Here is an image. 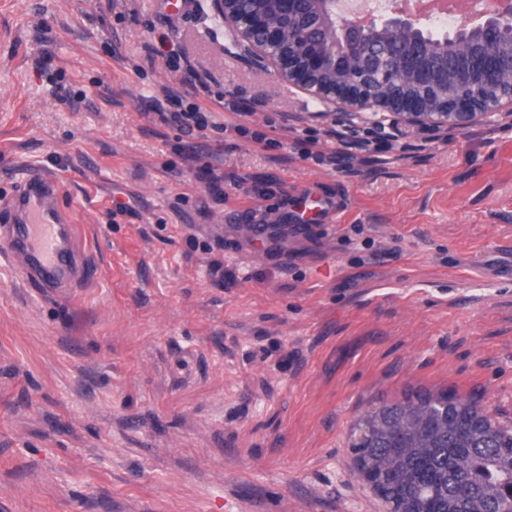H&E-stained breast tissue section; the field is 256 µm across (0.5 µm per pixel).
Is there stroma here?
I'll use <instances>...</instances> for the list:
<instances>
[{
  "mask_svg": "<svg viewBox=\"0 0 512 512\" xmlns=\"http://www.w3.org/2000/svg\"><path fill=\"white\" fill-rule=\"evenodd\" d=\"M161 34L210 87L203 132L144 115L179 81ZM333 128L392 147L306 158ZM41 171L100 277L56 301L0 260V512H385L350 447L366 408L445 391L512 427V116L435 140L321 112L211 0H0V210Z\"/></svg>",
  "mask_w": 512,
  "mask_h": 512,
  "instance_id": "35a3bbf8",
  "label": "stroma"
}]
</instances>
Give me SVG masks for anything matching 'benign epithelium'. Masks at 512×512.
Segmentation results:
<instances>
[{"label":"benign epithelium","instance_id":"7a95c632","mask_svg":"<svg viewBox=\"0 0 512 512\" xmlns=\"http://www.w3.org/2000/svg\"><path fill=\"white\" fill-rule=\"evenodd\" d=\"M236 0H211L215 16L224 23L237 42L273 68L275 75L299 87L312 100L339 112H391L412 128L449 126L465 130L488 122L500 112H512V92L497 99H484L482 90L496 85L503 59L487 49L499 31L512 20V0H494L478 15L467 16L455 34L469 46L468 53L455 63L457 82L465 87L450 97L437 79V64L420 38L421 21L407 13L394 12L384 20L363 24L354 19L336 23V0H319L315 12L302 9L303 0H260L278 15L274 25L264 23L259 12L245 13L234 6ZM330 28L334 37L308 53L296 43L310 34ZM385 28L408 30L412 40L404 56L412 73L414 92H394L387 97L370 93L368 80L358 71H348L357 57L388 56L385 44L373 39ZM344 74L341 81L326 84V72Z\"/></svg>","mask_w":512,"mask_h":512}]
</instances>
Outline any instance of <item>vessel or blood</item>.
I'll return each instance as SVG.
<instances>
[{"label": "vessel or blood", "instance_id": "vessel-or-blood-1", "mask_svg": "<svg viewBox=\"0 0 512 512\" xmlns=\"http://www.w3.org/2000/svg\"><path fill=\"white\" fill-rule=\"evenodd\" d=\"M57 194L54 175L42 174L26 182L0 217V244L27 284L47 296L65 298L72 289L96 281L98 273L80 225L56 207Z\"/></svg>", "mask_w": 512, "mask_h": 512}]
</instances>
